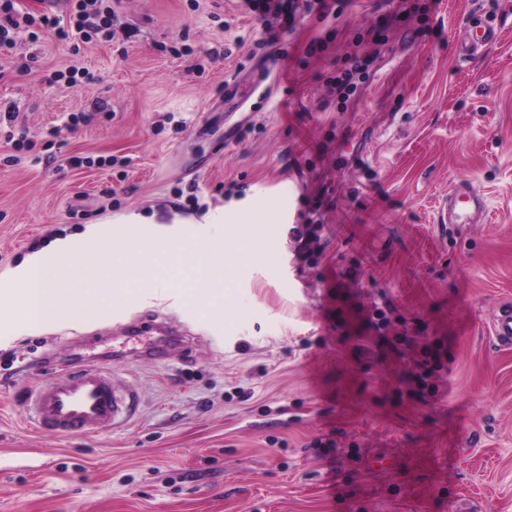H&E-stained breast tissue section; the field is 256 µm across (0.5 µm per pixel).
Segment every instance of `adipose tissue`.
<instances>
[{"label":"adipose tissue","mask_w":512,"mask_h":512,"mask_svg":"<svg viewBox=\"0 0 512 512\" xmlns=\"http://www.w3.org/2000/svg\"><path fill=\"white\" fill-rule=\"evenodd\" d=\"M95 228L77 236L56 238L52 255L31 253L15 275L12 300L29 324H38L43 313L59 310L61 304H74L75 296L67 285L68 271L83 246L95 239Z\"/></svg>","instance_id":"adipose-tissue-1"}]
</instances>
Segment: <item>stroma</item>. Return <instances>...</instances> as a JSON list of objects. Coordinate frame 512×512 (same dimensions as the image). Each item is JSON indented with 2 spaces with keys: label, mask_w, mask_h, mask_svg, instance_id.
Here are the masks:
<instances>
[{
  "label": "stroma",
  "mask_w": 512,
  "mask_h": 512,
  "mask_svg": "<svg viewBox=\"0 0 512 512\" xmlns=\"http://www.w3.org/2000/svg\"><path fill=\"white\" fill-rule=\"evenodd\" d=\"M113 24L76 52L43 31L0 56V103L38 137L33 154L0 137V289L32 250L102 225L74 266L79 318L0 326V512H512V347L489 339L512 303V0H346L269 31L239 0H121ZM488 26L497 40L459 57ZM371 54L340 108L327 77ZM71 66L93 81H54ZM462 180L485 214L438 223ZM191 189L223 223L176 208ZM245 213L253 236L230 235ZM104 246L125 267L100 300ZM112 350L131 424H29L27 391Z\"/></svg>",
  "instance_id": "1"
}]
</instances>
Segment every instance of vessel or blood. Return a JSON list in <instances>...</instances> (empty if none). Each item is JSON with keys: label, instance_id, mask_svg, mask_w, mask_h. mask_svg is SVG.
I'll use <instances>...</instances> for the list:
<instances>
[{"label": "vessel or blood", "instance_id": "b4317fda", "mask_svg": "<svg viewBox=\"0 0 512 512\" xmlns=\"http://www.w3.org/2000/svg\"><path fill=\"white\" fill-rule=\"evenodd\" d=\"M486 208V200L470 183H461L439 210L442 224H468ZM494 341L512 345V306L504 305L492 324ZM23 409L33 425L62 438L102 433L126 424L134 397L110 364L92 362L28 392Z\"/></svg>", "mask_w": 512, "mask_h": 512}]
</instances>
